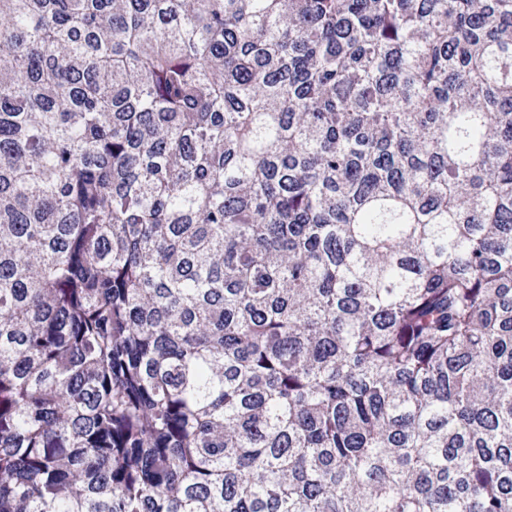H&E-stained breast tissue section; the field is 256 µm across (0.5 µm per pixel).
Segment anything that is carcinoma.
Returning <instances> with one entry per match:
<instances>
[{
	"mask_svg": "<svg viewBox=\"0 0 512 512\" xmlns=\"http://www.w3.org/2000/svg\"><path fill=\"white\" fill-rule=\"evenodd\" d=\"M0 512H512V0H0Z\"/></svg>",
	"mask_w": 512,
	"mask_h": 512,
	"instance_id": "obj_1",
	"label": "carcinoma"
}]
</instances>
